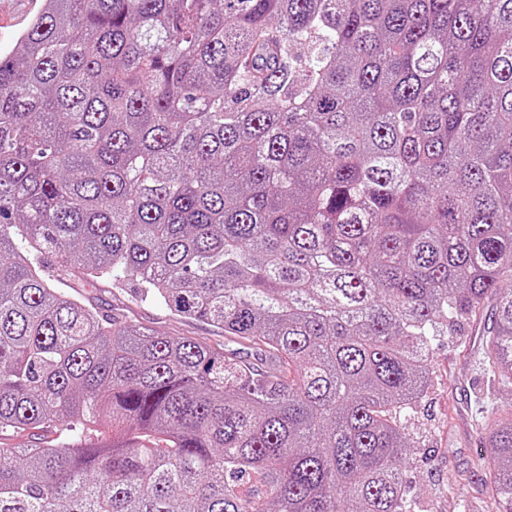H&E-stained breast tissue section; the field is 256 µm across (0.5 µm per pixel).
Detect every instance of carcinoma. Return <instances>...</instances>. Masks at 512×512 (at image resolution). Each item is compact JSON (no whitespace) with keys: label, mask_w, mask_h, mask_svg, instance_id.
I'll list each match as a JSON object with an SVG mask.
<instances>
[{"label":"carcinoma","mask_w":512,"mask_h":512,"mask_svg":"<svg viewBox=\"0 0 512 512\" xmlns=\"http://www.w3.org/2000/svg\"><path fill=\"white\" fill-rule=\"evenodd\" d=\"M490 300L512 384V0H44L0 53V432L61 436L0 512H411L401 413ZM484 444L512 512V410ZM54 288L71 289L90 299L103 315H115L127 322L149 327L159 334L173 337H196L211 344L223 345L224 337L207 323L172 316L164 306L150 300L141 301L125 284L118 288L112 278L98 282L96 288H81L76 282L52 281ZM74 287V288H71Z\"/></svg>","instance_id":"cac0c4a2"}]
</instances>
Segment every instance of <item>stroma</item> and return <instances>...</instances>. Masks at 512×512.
Returning <instances> with one entry per match:
<instances>
[{"label":"stroma","instance_id":"obj_1","mask_svg":"<svg viewBox=\"0 0 512 512\" xmlns=\"http://www.w3.org/2000/svg\"><path fill=\"white\" fill-rule=\"evenodd\" d=\"M102 314L173 337H196L211 344L224 338L207 323L172 316L164 306L135 297L129 285L103 280L84 289ZM485 323L461 325L437 337L432 383L411 412L412 439L407 472L416 512H487L491 484L479 467L483 435L496 414L512 409V389L495 386L481 366Z\"/></svg>","mask_w":512,"mask_h":512}]
</instances>
